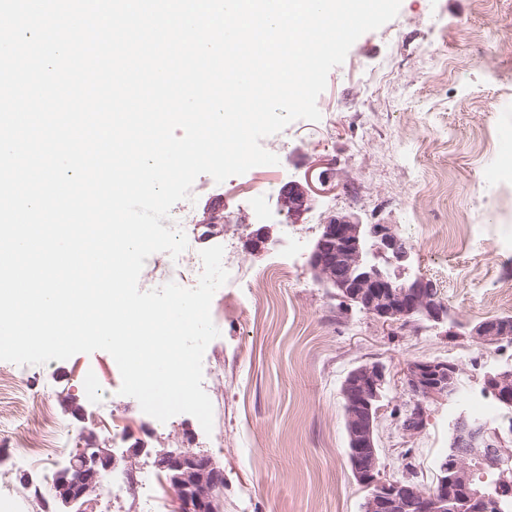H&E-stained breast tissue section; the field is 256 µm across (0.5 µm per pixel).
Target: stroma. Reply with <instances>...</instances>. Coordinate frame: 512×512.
I'll use <instances>...</instances> for the list:
<instances>
[{
    "label": "stroma",
    "mask_w": 512,
    "mask_h": 512,
    "mask_svg": "<svg viewBox=\"0 0 512 512\" xmlns=\"http://www.w3.org/2000/svg\"><path fill=\"white\" fill-rule=\"evenodd\" d=\"M511 21L512 0H401L397 16L360 36L329 72L317 98L320 120L299 119L262 139L278 164L221 183L206 174L195 180L184 262L220 245L236 272L234 286L220 287L211 302L220 331L203 357L212 432L188 414L164 423L145 414L120 394L118 366L99 350L43 365L0 361V397L38 400L25 422L33 442L69 453L86 437L103 448L204 452L224 470L223 512H362L365 493L347 459L341 385L354 367L380 362L392 374L377 431L381 462L398 478L415 468L431 487L452 424L470 409L457 398L427 403L421 434L404 437L397 415L411 401L407 363H457L460 391L489 404L482 375L512 363V341L487 349L456 326L383 324L318 284L307 261L332 215L391 224L415 249L412 272L436 284L457 323L512 315V301L497 299L512 284V174L499 151L512 138V112L498 109L512 102V61L490 46L497 28ZM316 168L328 186L299 223H290L276 201L263 215L251 205L248 187L278 190ZM216 209L223 222L204 227ZM478 210L483 219L469 258L458 259L457 227ZM260 228L268 242L251 249L250 234ZM437 237L447 240V251L430 249ZM475 269L485 278L473 288ZM90 368L103 389L96 399L83 383ZM10 428L0 422V480L13 485L17 512H51L50 498L39 495L51 481L40 462L26 470L37 488L19 482ZM405 450L410 459H402Z\"/></svg>",
    "instance_id": "obj_1"
}]
</instances>
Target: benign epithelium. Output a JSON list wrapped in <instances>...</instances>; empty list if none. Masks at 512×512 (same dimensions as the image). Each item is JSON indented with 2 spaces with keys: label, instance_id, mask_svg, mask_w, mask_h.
Returning a JSON list of instances; mask_svg holds the SVG:
<instances>
[{
  "label": "benign epithelium",
  "instance_id": "benign-epithelium-1",
  "mask_svg": "<svg viewBox=\"0 0 512 512\" xmlns=\"http://www.w3.org/2000/svg\"><path fill=\"white\" fill-rule=\"evenodd\" d=\"M290 182L278 198L280 210L293 222L311 208L309 190ZM413 263V248L392 224H364L338 214L321 224L320 235L308 259L315 279L348 305L387 325L428 321L455 324L448 306L439 298L433 281L401 271ZM464 334L490 347L512 338V319L495 318L472 327L459 325ZM458 364L441 360H414L407 364L405 386L412 405L399 419L404 435L414 437L424 428V403L451 400L456 394ZM390 371L380 362L351 369L341 386L348 462L366 492L363 512H487L501 509L512 499V437L499 430L459 417L452 424L448 453L437 464L430 490L409 477L390 475L380 461L378 424L384 408L383 393ZM483 388L498 402L512 406V364L490 368ZM154 458L164 473L170 493V512H219L224 495V470L203 452L189 448H80L56 472L49 494L56 512H90L102 477L121 472L133 479V457ZM478 471L496 475L491 487L478 486Z\"/></svg>",
  "mask_w": 512,
  "mask_h": 512
}]
</instances>
